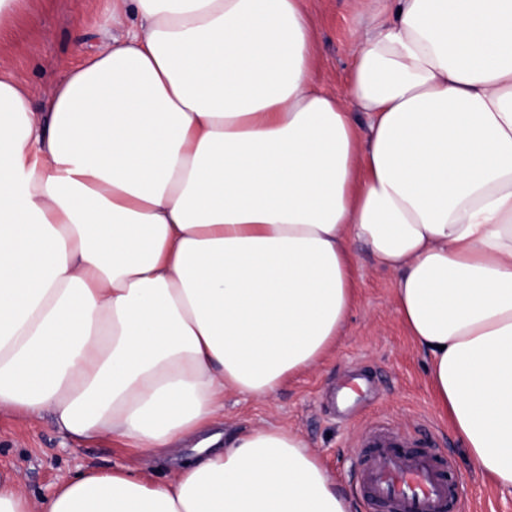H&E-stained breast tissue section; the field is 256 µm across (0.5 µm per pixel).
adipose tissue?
I'll list each match as a JSON object with an SVG mask.
<instances>
[{
    "mask_svg": "<svg viewBox=\"0 0 512 512\" xmlns=\"http://www.w3.org/2000/svg\"><path fill=\"white\" fill-rule=\"evenodd\" d=\"M304 0H112L139 27L45 111L0 73V411L141 454L0 512H355L300 434L222 436L335 347L356 245L396 277L428 382L512 493V0H351L344 88Z\"/></svg>",
    "mask_w": 512,
    "mask_h": 512,
    "instance_id": "1",
    "label": "adipose tissue"
}]
</instances>
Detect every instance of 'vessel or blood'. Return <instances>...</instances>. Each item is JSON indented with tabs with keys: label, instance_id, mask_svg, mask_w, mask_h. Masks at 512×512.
Listing matches in <instances>:
<instances>
[{
	"label": "vessel or blood",
	"instance_id": "vessel-or-blood-1",
	"mask_svg": "<svg viewBox=\"0 0 512 512\" xmlns=\"http://www.w3.org/2000/svg\"><path fill=\"white\" fill-rule=\"evenodd\" d=\"M405 437L378 425L362 440L370 454L358 474L369 504H389L392 512H444L454 488L443 464L428 453L407 454Z\"/></svg>",
	"mask_w": 512,
	"mask_h": 512
}]
</instances>
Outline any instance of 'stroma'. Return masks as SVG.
<instances>
[{"mask_svg": "<svg viewBox=\"0 0 512 512\" xmlns=\"http://www.w3.org/2000/svg\"><path fill=\"white\" fill-rule=\"evenodd\" d=\"M112 0H25L0 30V69L24 74L35 111L69 64L121 37L107 22ZM317 40L315 76L327 90L342 88L351 64L350 34L358 23L347 0H306ZM358 297L334 350L297 376L273 400L236 394L224 397V428L246 431L279 424L297 431L357 500L356 478L363 435L375 424L390 425L412 451L422 449L449 461L457 485L452 512H512V495L478 474L460 440L438 415L428 387L426 353L404 327L395 300V276L357 247ZM124 466L154 481L174 477L166 457H147L105 437L65 436L50 414L27 418L0 413V476L17 480L31 499L52 492L61 477L89 468ZM356 512H369L358 502Z\"/></svg>", "mask_w": 512, "mask_h": 512, "instance_id": "obj_1", "label": "stroma"}]
</instances>
